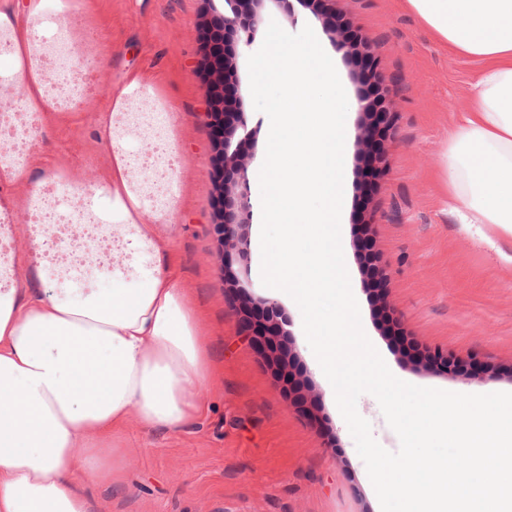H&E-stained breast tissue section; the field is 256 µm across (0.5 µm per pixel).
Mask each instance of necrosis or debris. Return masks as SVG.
<instances>
[{
	"mask_svg": "<svg viewBox=\"0 0 512 512\" xmlns=\"http://www.w3.org/2000/svg\"><path fill=\"white\" fill-rule=\"evenodd\" d=\"M42 45L40 61L48 96L61 111L77 109L92 90L85 76L89 56L76 43L70 28L61 24L55 26L51 37L43 39ZM42 118V113L29 111L18 94L8 106L0 108V155H5L11 166H26L43 125ZM118 120L124 129L138 132L143 143V167L151 174L150 180L138 182L143 200L156 208L167 207L173 196L179 156L163 141L162 108L145 97L133 111L119 115ZM27 215L34 233H42L48 226L65 229L63 245L45 242L40 255L44 269L51 275L72 283L89 276V268L77 258L88 248L97 252L102 266L112 265L119 246L108 220L94 207L91 189H74L62 180L49 182L30 199Z\"/></svg>",
	"mask_w": 512,
	"mask_h": 512,
	"instance_id": "1",
	"label": "necrosis or debris"
}]
</instances>
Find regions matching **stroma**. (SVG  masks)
Returning <instances> with one entry per match:
<instances>
[{
    "instance_id": "obj_1",
    "label": "stroma",
    "mask_w": 512,
    "mask_h": 512,
    "mask_svg": "<svg viewBox=\"0 0 512 512\" xmlns=\"http://www.w3.org/2000/svg\"><path fill=\"white\" fill-rule=\"evenodd\" d=\"M96 30L88 54L111 59L99 77L123 70L166 75L159 98L179 100L168 122L180 152L177 205L157 238L191 287V301L211 346L213 376L201 392L204 413L170 432L143 429L129 415L120 435L121 479L83 488L90 512H381L366 466L302 329L298 307L273 296L256 271L257 210L243 215L239 253L225 256L215 200L222 191L215 149L200 114L206 107L202 37L224 0H72ZM336 17L366 36L378 60L395 126L383 144L376 190L363 198L368 117L355 109L346 131L347 187L343 254L367 337L394 375L458 393L512 390V240H482L461 224L448 191V138L465 111L480 64L447 51L405 0H330ZM105 94L90 98L82 123L60 122L39 134L36 149L60 177L95 184L110 153L97 142L95 118ZM382 260L384 295L374 299L361 239ZM34 235L18 223L11 239L14 281L76 304L116 281L102 270L61 285L35 259ZM275 301L287 320L286 354L260 355L245 338L247 312ZM399 332L418 349H440L466 362L484 358L476 378L448 374L395 351ZM293 372L296 387L284 380Z\"/></svg>"
}]
</instances>
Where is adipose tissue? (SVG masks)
<instances>
[{
	"instance_id": "ef3b65f1",
	"label": "adipose tissue",
	"mask_w": 512,
	"mask_h": 512,
	"mask_svg": "<svg viewBox=\"0 0 512 512\" xmlns=\"http://www.w3.org/2000/svg\"><path fill=\"white\" fill-rule=\"evenodd\" d=\"M424 26L482 66L468 90L448 149V185L464 224H494L512 236V0H407ZM61 0H0V32L11 50L0 69L15 77L32 111L50 122L34 61ZM158 78L131 69L107 88L95 121L111 161L93 192L106 202L129 244L125 268L157 258L139 288L91 293L72 304L47 292L0 293V512H88L75 474L116 482L123 454L116 436L129 414L146 430L176 429L201 412L196 396L210 375L198 314L152 227L164 223L134 191V157L113 126Z\"/></svg>"
}]
</instances>
